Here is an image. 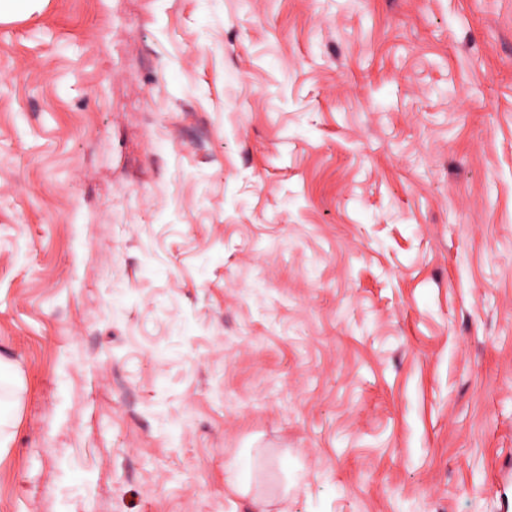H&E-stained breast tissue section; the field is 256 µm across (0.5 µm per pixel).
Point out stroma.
<instances>
[{"label":"stroma","mask_w":512,"mask_h":512,"mask_svg":"<svg viewBox=\"0 0 512 512\" xmlns=\"http://www.w3.org/2000/svg\"><path fill=\"white\" fill-rule=\"evenodd\" d=\"M0 512H512V0L0 20Z\"/></svg>","instance_id":"obj_1"}]
</instances>
